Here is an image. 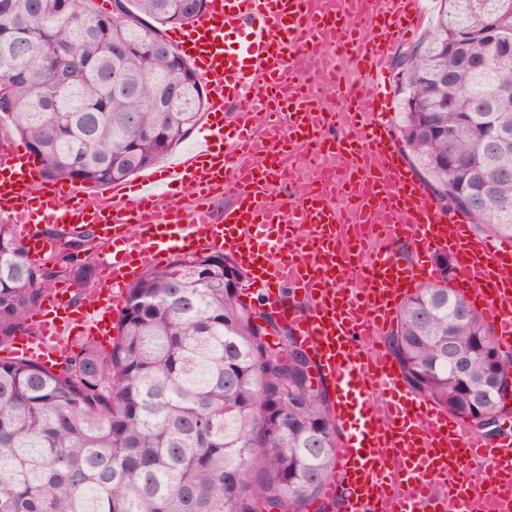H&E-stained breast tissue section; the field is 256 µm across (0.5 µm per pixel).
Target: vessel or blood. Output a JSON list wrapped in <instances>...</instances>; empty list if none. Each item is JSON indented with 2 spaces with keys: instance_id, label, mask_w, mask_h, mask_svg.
<instances>
[{
  "instance_id": "vessel-or-blood-1",
  "label": "vessel or blood",
  "mask_w": 512,
  "mask_h": 512,
  "mask_svg": "<svg viewBox=\"0 0 512 512\" xmlns=\"http://www.w3.org/2000/svg\"><path fill=\"white\" fill-rule=\"evenodd\" d=\"M421 12L422 0H210L175 37L207 91L206 132L134 197L49 180L23 145L1 144L0 219L17 225L31 258L47 252L44 224H91L107 244L97 287L78 302L70 289H51L13 355L49 366L72 352L74 333L107 343L130 277L176 253L224 250L251 271L264 303L308 349L317 384L332 392L338 462L310 512H512V439L483 440L412 393L374 345L406 297L434 278L431 256L444 253L512 353V247L434 209L386 119L380 78ZM330 48L371 77L340 91L337 114L312 86L285 80L298 60L318 72ZM230 104L260 114L261 126L225 125ZM302 151L314 162L303 192L269 200ZM223 195L233 204L219 217L212 200ZM402 240L416 262L396 253ZM298 296L310 299L307 309ZM481 467L492 482L478 477Z\"/></svg>"
}]
</instances>
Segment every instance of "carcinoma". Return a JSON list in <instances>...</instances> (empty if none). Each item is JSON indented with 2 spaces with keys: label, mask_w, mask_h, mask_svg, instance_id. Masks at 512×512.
<instances>
[{
  "label": "carcinoma",
  "mask_w": 512,
  "mask_h": 512,
  "mask_svg": "<svg viewBox=\"0 0 512 512\" xmlns=\"http://www.w3.org/2000/svg\"><path fill=\"white\" fill-rule=\"evenodd\" d=\"M115 2L120 21L94 0H0L12 19L0 22L11 88L0 122L58 181L123 182L205 109L200 78L162 28L193 22L208 0ZM492 16L512 33V0H440L432 33L403 55L395 132L436 201L512 242V103L494 97L512 61L480 37ZM462 31L486 67L444 51ZM448 147L461 159L453 170L432 162ZM48 233L58 247L31 259L16 225L0 223V345L56 280L95 287L93 231ZM438 267L403 302L386 348L407 386L451 415L505 417L512 364L492 358L490 325L446 286L450 260ZM232 277L245 273L228 254L175 257L125 288L109 346L84 338L54 369L0 359V512H305L319 498L337 458L328 392L302 342L243 303Z\"/></svg>",
  "instance_id": "carcinoma-1"
}]
</instances>
